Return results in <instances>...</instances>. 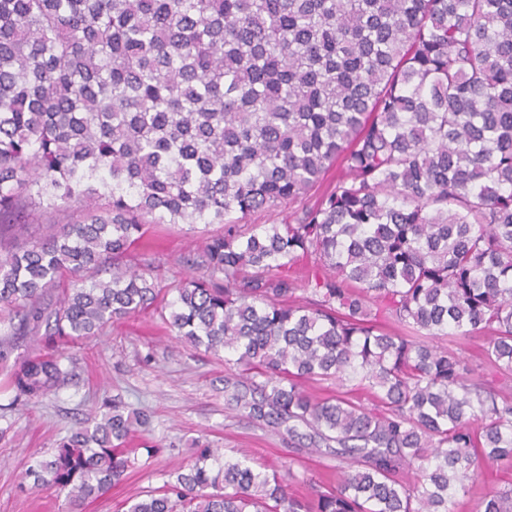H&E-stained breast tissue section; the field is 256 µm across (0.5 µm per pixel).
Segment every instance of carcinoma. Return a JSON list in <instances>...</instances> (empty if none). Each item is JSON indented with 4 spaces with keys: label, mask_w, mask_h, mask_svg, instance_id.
I'll use <instances>...</instances> for the list:
<instances>
[{
    "label": "carcinoma",
    "mask_w": 512,
    "mask_h": 512,
    "mask_svg": "<svg viewBox=\"0 0 512 512\" xmlns=\"http://www.w3.org/2000/svg\"><path fill=\"white\" fill-rule=\"evenodd\" d=\"M148 224L224 225L161 308L120 264ZM2 242L0 363L57 343L14 361L15 400L69 383L68 343L159 308L233 354L232 409L339 461L322 491L206 448L126 512H455L512 460V396L443 344L482 332L512 378V0H0ZM301 255L300 286L281 271ZM132 434L115 400L28 476L83 512ZM473 512H512V487ZM297 204H283L269 212L257 213L250 218L252 224H284L292 221L293 213L297 210ZM51 344L45 343L44 339L41 342H36L30 339L29 337H21L17 340V348L14 351L10 361L7 364V367H1L0 365V405H7L10 403L14 396L15 392L11 388L7 386V377L6 373L10 370V367L13 365V362L16 357L31 355L34 352H37L38 347H48L50 348ZM481 470L482 473L479 477L480 488H493L496 490L503 488L506 481L510 482V480H512V463L510 467V463L506 461L491 466H483Z\"/></svg>",
    "instance_id": "cac0c4a2"
}]
</instances>
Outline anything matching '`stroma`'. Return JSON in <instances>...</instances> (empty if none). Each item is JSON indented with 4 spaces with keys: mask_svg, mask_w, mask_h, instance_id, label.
<instances>
[{
    "mask_svg": "<svg viewBox=\"0 0 512 512\" xmlns=\"http://www.w3.org/2000/svg\"><path fill=\"white\" fill-rule=\"evenodd\" d=\"M220 224L150 225L148 248L133 251L125 262L151 274L162 285L196 274L205 238L223 232ZM75 375L61 389L23 401L17 411L0 416V512H67L65 495L30 487L26 470L50 456L61 439L103 401L121 400L126 413L140 412L148 422L139 439L156 445V453L138 450V462L126 481L84 512H124L129 498L161 486L192 465L198 444L220 449L251 465L294 469L320 480L334 473L329 455H308L291 448L286 434L248 422L224 401L223 356L184 343L159 314L146 311L116 320L104 334L70 346Z\"/></svg>",
    "mask_w": 512,
    "mask_h": 512,
    "instance_id": "obj_1",
    "label": "stroma"
}]
</instances>
